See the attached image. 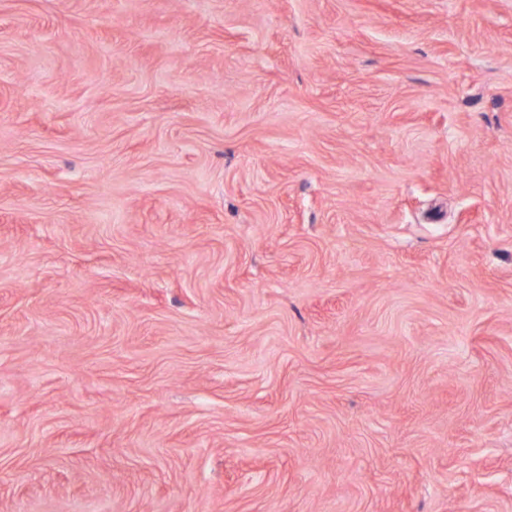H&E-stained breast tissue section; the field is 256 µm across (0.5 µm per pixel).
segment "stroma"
<instances>
[{
	"instance_id": "35a3bbf8",
	"label": "stroma",
	"mask_w": 512,
	"mask_h": 512,
	"mask_svg": "<svg viewBox=\"0 0 512 512\" xmlns=\"http://www.w3.org/2000/svg\"><path fill=\"white\" fill-rule=\"evenodd\" d=\"M0 512H512V0H0Z\"/></svg>"
}]
</instances>
